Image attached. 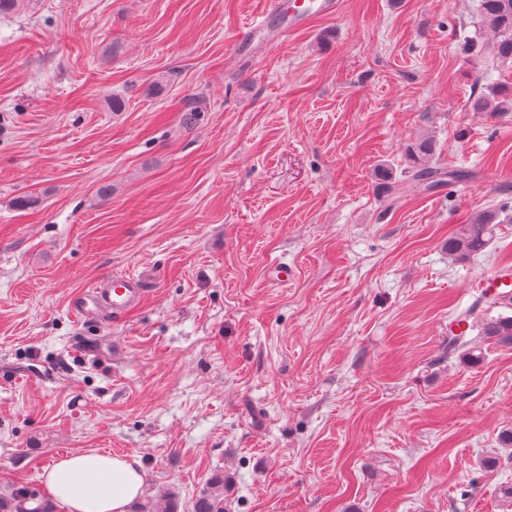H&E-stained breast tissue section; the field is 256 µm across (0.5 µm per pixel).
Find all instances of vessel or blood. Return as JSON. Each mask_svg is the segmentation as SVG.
Returning <instances> with one entry per match:
<instances>
[{"mask_svg": "<svg viewBox=\"0 0 512 512\" xmlns=\"http://www.w3.org/2000/svg\"><path fill=\"white\" fill-rule=\"evenodd\" d=\"M339 10V0H270L265 15L255 18L238 35L239 41L253 40L267 31L271 19L285 20L288 30L294 31L313 18H331ZM151 273L136 276L107 273L88 289L79 291L70 302V310L83 320L102 317L120 319L137 309L144 301Z\"/></svg>", "mask_w": 512, "mask_h": 512, "instance_id": "b4317fda", "label": "vessel or blood"}]
</instances>
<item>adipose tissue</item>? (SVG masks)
<instances>
[{"mask_svg": "<svg viewBox=\"0 0 512 512\" xmlns=\"http://www.w3.org/2000/svg\"><path fill=\"white\" fill-rule=\"evenodd\" d=\"M133 461L109 453H77L59 459L43 474V489L66 512H126L142 489Z\"/></svg>", "mask_w": 512, "mask_h": 512, "instance_id": "obj_1", "label": "adipose tissue"}]
</instances>
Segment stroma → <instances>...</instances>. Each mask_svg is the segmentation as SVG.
I'll list each match as a JSON object with an SVG mask.
<instances>
[{"mask_svg": "<svg viewBox=\"0 0 512 512\" xmlns=\"http://www.w3.org/2000/svg\"><path fill=\"white\" fill-rule=\"evenodd\" d=\"M478 3L340 0L242 45L269 0L0 12V499L98 450L177 512L217 473L224 512H512V347L448 352L512 269V112L468 108L512 66L466 48ZM427 133L456 180L408 174ZM146 269L125 319L71 313ZM495 224V215L484 212L472 224H462L458 231L448 237V254L455 260H465L482 253L490 242Z\"/></svg>", "mask_w": 512, "mask_h": 512, "instance_id": "obj_1", "label": "stroma"}]
</instances>
